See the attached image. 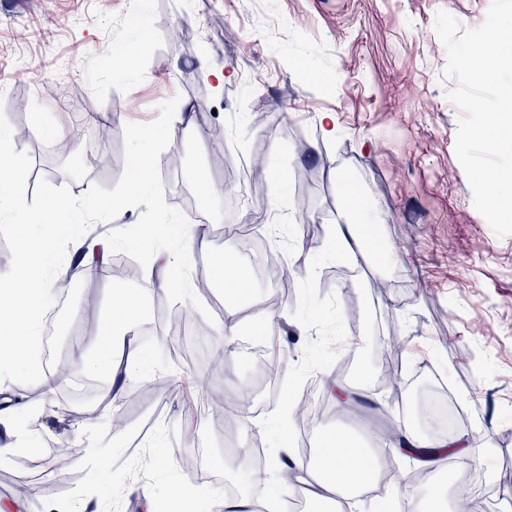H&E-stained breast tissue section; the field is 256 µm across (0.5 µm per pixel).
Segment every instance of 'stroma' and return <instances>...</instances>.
I'll return each instance as SVG.
<instances>
[{"instance_id":"obj_1","label":"stroma","mask_w":512,"mask_h":512,"mask_svg":"<svg viewBox=\"0 0 512 512\" xmlns=\"http://www.w3.org/2000/svg\"><path fill=\"white\" fill-rule=\"evenodd\" d=\"M491 0H0V127L9 148L24 157L22 187L33 198L40 180L114 188L124 170L123 130L149 123L162 103L180 97L183 120L173 121L172 144L190 152L192 179L217 192L189 206L168 169L160 174L167 204L196 210L188 242L191 272L224 251L248 261L246 241L234 225L265 218L267 243L285 260L288 286L252 278L249 298L236 300L241 326L263 325L279 352L267 374L256 356L224 353V372L209 377L206 362L174 360L162 339L147 347L151 367L126 384L115 409L126 419L113 428L99 411L100 394H78L68 382L51 393L2 383L19 395L20 413L37 453L0 458V483L11 491L12 512H163L166 489L179 481L208 489L219 508L226 487L255 497L277 492L292 512L293 488L276 476L248 483L234 450L260 443L266 459L291 450L302 436L319 445L323 432L344 428L373 450L384 447L386 425L413 423L433 435L426 398L446 387L466 413L459 430L494 448L491 462L466 468L487 502L497 497L494 478L512 475V237L498 238L473 205L455 154L460 110L446 97L441 75L447 52L434 30L437 11L464 27L480 26ZM222 18L223 29L212 25ZM193 38L184 41L183 30ZM152 42L125 74L114 69L110 47ZM49 120L74 141L79 167L62 166L39 136ZM112 127L110 168L96 171L86 155L99 121ZM30 130L28 140L14 136ZM223 162H216V153ZM263 158L261 181L248 187V207L232 192L242 166ZM359 185L380 219L378 233L391 254L382 270L339 260L328 246L347 223L345 183ZM116 277H85L76 270L64 301H50L52 349L37 362L69 359L74 344L96 350L103 336L85 337L112 310ZM276 307H268L270 298ZM403 342L396 382L384 375L381 340ZM186 383L197 401L244 388L249 414L229 446L212 449L220 476L184 466L204 435L220 430L210 415L186 416L182 395L155 394L154 382ZM345 407H338L337 397ZM97 414L80 418L83 405ZM110 471L93 483L89 446ZM71 447L66 469H54L57 449ZM394 476L410 479L418 508L447 475L417 467L410 452L391 456Z\"/></svg>"}]
</instances>
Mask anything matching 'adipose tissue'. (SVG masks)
<instances>
[{"label": "adipose tissue", "mask_w": 512, "mask_h": 512, "mask_svg": "<svg viewBox=\"0 0 512 512\" xmlns=\"http://www.w3.org/2000/svg\"><path fill=\"white\" fill-rule=\"evenodd\" d=\"M26 175V161L8 152L6 144L0 142V218L19 227L15 237L19 263L9 287L0 289V374L12 375L18 367H27L28 384L49 392L58 386V377L30 367L37 349V329L51 296L42 271L51 265L58 249L69 242V229L77 228L89 209L64 199L30 208L19 191ZM377 222L368 200L356 195L349 223L336 227L332 254L384 267L389 254L375 237ZM142 303V292H117L112 317L104 324L107 341L95 353L78 358L83 373L109 372L110 390H120L144 370L143 350L131 335L139 321ZM400 435L401 449L419 451L418 465L436 471L445 470L446 458H453L456 466L461 467L477 453L464 437L452 433L432 438L405 426ZM321 441V455L312 466L299 460L294 463L296 470L305 471L310 482L319 487L320 499L352 500L369 490L376 491L380 501L393 506L405 498L401 484H382L371 449L365 448L354 434L332 430L323 433Z\"/></svg>", "instance_id": "adipose-tissue-1"}]
</instances>
